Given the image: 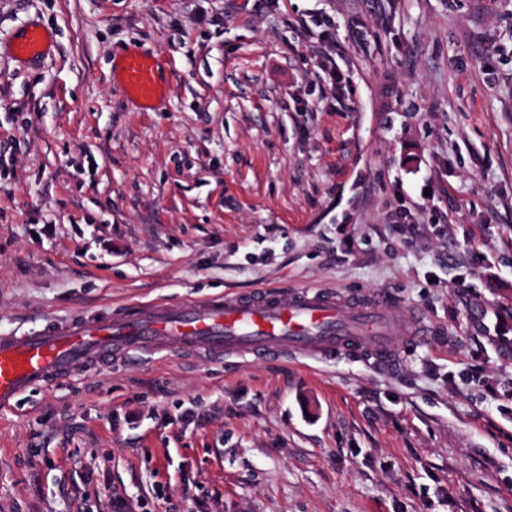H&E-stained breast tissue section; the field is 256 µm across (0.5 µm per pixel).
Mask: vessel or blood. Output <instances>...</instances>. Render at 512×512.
<instances>
[{"label": "vessel or blood", "instance_id": "vessel-or-blood-1", "mask_svg": "<svg viewBox=\"0 0 512 512\" xmlns=\"http://www.w3.org/2000/svg\"><path fill=\"white\" fill-rule=\"evenodd\" d=\"M51 43L49 30L33 23L11 48L16 57L34 61L49 52ZM119 82L129 98L146 108L164 95L156 64L144 54L122 59ZM390 301L386 293L351 299L309 288L284 293L262 289L178 304L128 305L75 315L34 332L0 335V411L37 387L144 352L312 359L365 353L392 366L398 348L381 316Z\"/></svg>", "mask_w": 512, "mask_h": 512}]
</instances>
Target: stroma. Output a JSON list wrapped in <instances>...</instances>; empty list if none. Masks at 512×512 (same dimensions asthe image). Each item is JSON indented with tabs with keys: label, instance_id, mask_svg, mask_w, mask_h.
Here are the masks:
<instances>
[{
	"label": "stroma",
	"instance_id": "obj_1",
	"mask_svg": "<svg viewBox=\"0 0 512 512\" xmlns=\"http://www.w3.org/2000/svg\"><path fill=\"white\" fill-rule=\"evenodd\" d=\"M304 287L437 334L389 368L172 352L34 389L0 512H512V345L479 329H512V0H0L1 334ZM51 43L49 30L37 23H31L12 42L11 48L16 57L34 61L49 52ZM155 61L144 54L126 55L119 66V82L123 92L145 108L164 96L157 80Z\"/></svg>",
	"mask_w": 512,
	"mask_h": 512
}]
</instances>
